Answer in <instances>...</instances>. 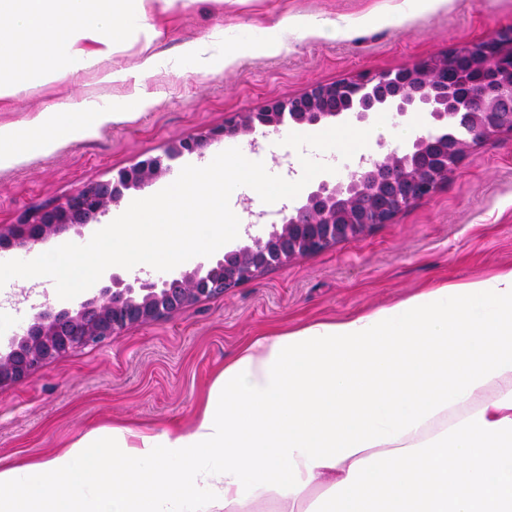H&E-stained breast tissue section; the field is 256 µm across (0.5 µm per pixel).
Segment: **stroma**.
<instances>
[{
  "label": "stroma",
  "instance_id": "35a3bbf8",
  "mask_svg": "<svg viewBox=\"0 0 512 512\" xmlns=\"http://www.w3.org/2000/svg\"><path fill=\"white\" fill-rule=\"evenodd\" d=\"M153 41L137 37L105 59L135 69L143 52L156 68L131 103L125 83L101 82L86 69L46 84L21 85L0 103V126L75 98L121 110L88 135L58 141L48 153L0 168V225L63 202L87 184L111 179L172 141L222 126L317 82L353 80L447 55L512 27V0H179L152 18ZM329 24L332 35L320 32ZM279 133L262 134L253 160L274 175L297 153ZM242 138L203 155L186 154L127 199L170 185ZM512 267V138L473 145L446 185L361 239L297 257L223 296L154 323L133 326L50 361L0 391V469L47 459L89 431L128 422L186 425L225 362L250 337L321 318L388 306L440 282L461 283ZM52 279L0 287V342L21 334L44 302H57Z\"/></svg>",
  "mask_w": 512,
  "mask_h": 512
}]
</instances>
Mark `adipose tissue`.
<instances>
[{
	"instance_id": "adipose-tissue-1",
	"label": "adipose tissue",
	"mask_w": 512,
	"mask_h": 512,
	"mask_svg": "<svg viewBox=\"0 0 512 512\" xmlns=\"http://www.w3.org/2000/svg\"><path fill=\"white\" fill-rule=\"evenodd\" d=\"M178 0H0V102L153 38ZM28 51L39 65L16 74ZM0 127V167L108 121ZM512 512V269L252 337L189 426L120 424L0 470V512Z\"/></svg>"
}]
</instances>
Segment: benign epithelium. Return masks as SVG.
Instances as JSON below:
<instances>
[{
  "label": "benign epithelium",
  "mask_w": 512,
  "mask_h": 512,
  "mask_svg": "<svg viewBox=\"0 0 512 512\" xmlns=\"http://www.w3.org/2000/svg\"><path fill=\"white\" fill-rule=\"evenodd\" d=\"M465 64L470 76L453 85L447 73ZM404 117L425 114L431 130L408 141L406 150L383 158L362 157L346 181L323 180L262 234L245 228L246 239L209 266L202 264L167 280L108 276L98 294L77 304L45 303L25 331L0 350V391L34 374L44 364L122 330L145 325L224 294L270 268L364 236L389 224L416 201L445 185L471 144L512 137V28L451 55L359 81L316 83L304 93L267 102L256 112H237L224 126L174 141L165 157H148L106 181L85 186L64 203L0 225V248H26L70 229L98 221L125 192L159 177L163 159L199 155L224 138L278 131L287 124L318 125L346 117L366 123L381 110Z\"/></svg>",
  "instance_id": "benign-epithelium-1"
}]
</instances>
